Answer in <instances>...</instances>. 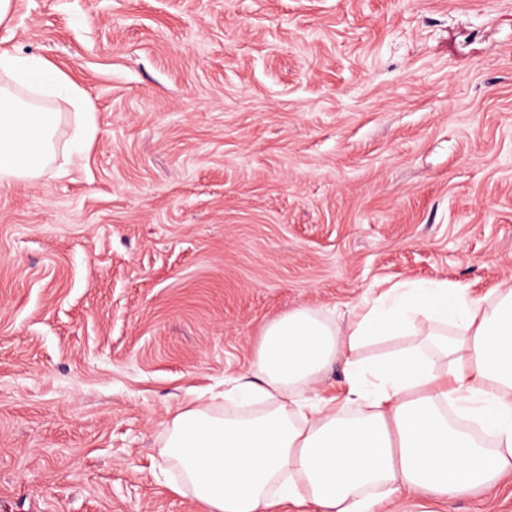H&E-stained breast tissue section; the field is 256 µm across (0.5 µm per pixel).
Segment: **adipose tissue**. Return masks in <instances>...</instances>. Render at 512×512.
<instances>
[{
  "instance_id": "ef3b65f1",
  "label": "adipose tissue",
  "mask_w": 512,
  "mask_h": 512,
  "mask_svg": "<svg viewBox=\"0 0 512 512\" xmlns=\"http://www.w3.org/2000/svg\"><path fill=\"white\" fill-rule=\"evenodd\" d=\"M55 97L95 130L80 88L37 56L0 52V186L38 179L54 157ZM40 160L18 168L32 136ZM411 345L372 359L379 339ZM342 397L303 396L333 365ZM219 413L190 400L170 419L161 455L173 491L202 512H377L409 490L448 500L512 474V281L476 295L444 280L405 281L346 322L298 309L269 323L253 378L225 388Z\"/></svg>"
}]
</instances>
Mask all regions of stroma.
Listing matches in <instances>:
<instances>
[{
    "label": "stroma",
    "mask_w": 512,
    "mask_h": 512,
    "mask_svg": "<svg viewBox=\"0 0 512 512\" xmlns=\"http://www.w3.org/2000/svg\"><path fill=\"white\" fill-rule=\"evenodd\" d=\"M95 109L0 189V512H201L161 457L262 329L512 277V0H14ZM385 512H512V478Z\"/></svg>",
    "instance_id": "obj_1"
}]
</instances>
